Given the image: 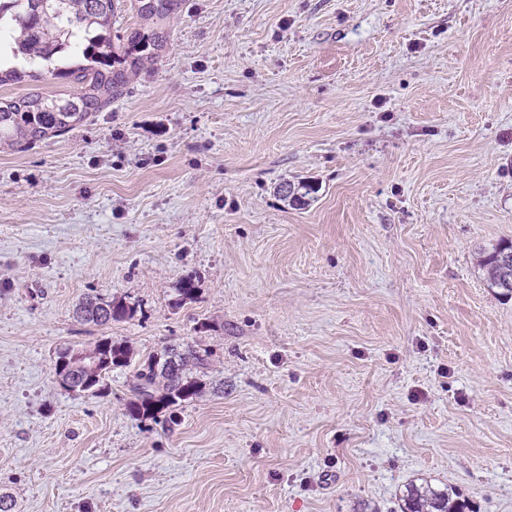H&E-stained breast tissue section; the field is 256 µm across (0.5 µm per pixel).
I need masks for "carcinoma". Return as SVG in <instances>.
<instances>
[{
  "label": "carcinoma",
  "instance_id": "cac0c4a2",
  "mask_svg": "<svg viewBox=\"0 0 512 512\" xmlns=\"http://www.w3.org/2000/svg\"><path fill=\"white\" fill-rule=\"evenodd\" d=\"M112 10V0H0V34H9L8 41L0 40V48L23 58L31 67L48 68L55 78L81 84L78 93L69 98L36 94L19 101H0V143L22 148L66 135L112 103V97L126 83V71L115 69ZM506 253L512 254L511 242L496 246L483 260L490 288L502 277ZM135 313L136 307L123 299L97 295L84 297L77 309L80 320L98 326L130 319ZM71 351L68 346L57 354L58 381L68 391L92 395L100 393L112 368L124 366L130 359L126 342L110 337L94 343L97 363L88 371L71 369L66 362ZM211 356L210 350L192 346L164 360L149 356L133 377L131 415L154 418L192 399L199 391V382L189 375L187 367L203 368ZM401 512L464 510L448 487L426 483L406 488Z\"/></svg>",
  "mask_w": 512,
  "mask_h": 512
}]
</instances>
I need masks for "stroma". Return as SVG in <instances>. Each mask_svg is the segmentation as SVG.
<instances>
[{
    "instance_id": "1",
    "label": "stroma",
    "mask_w": 512,
    "mask_h": 512,
    "mask_svg": "<svg viewBox=\"0 0 512 512\" xmlns=\"http://www.w3.org/2000/svg\"><path fill=\"white\" fill-rule=\"evenodd\" d=\"M114 0L157 44L86 126L0 151V493L20 512H512V0ZM44 75L0 99L65 97ZM317 188L292 203L284 184ZM191 279L194 299L175 288ZM137 312L79 321L84 294ZM131 359L96 395L57 353ZM211 349L174 421L149 355ZM505 253L512 254V243H502L496 246L491 252H489L484 260L483 267L487 274V282L489 288H497L500 290L499 294L504 297H512L511 280H505L502 283L503 288H510L508 291H504L502 288L496 286L497 280L502 277L503 270V255ZM75 349L92 351L97 359L94 367L87 371L82 367L72 370L69 362L62 365L69 353ZM129 359L130 349L126 342L112 340V337H102L94 343L92 349L70 346L62 348L57 354L55 373L59 383L66 390L96 395L102 390V385L112 372V368L127 365ZM86 382L88 384H85ZM74 386L82 387L73 389ZM401 512H464L463 505L453 499L448 486L411 484L406 489Z\"/></svg>"
}]
</instances>
